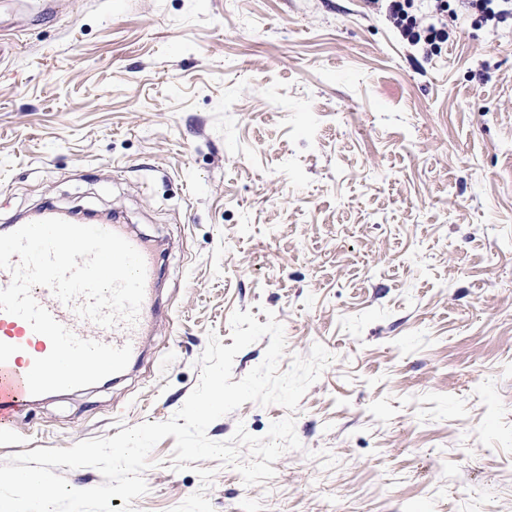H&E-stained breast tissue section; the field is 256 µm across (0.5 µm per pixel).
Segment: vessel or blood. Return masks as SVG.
Here are the masks:
<instances>
[{
    "label": "vessel or blood",
    "instance_id": "obj_1",
    "mask_svg": "<svg viewBox=\"0 0 512 512\" xmlns=\"http://www.w3.org/2000/svg\"><path fill=\"white\" fill-rule=\"evenodd\" d=\"M105 230L114 232L142 255L146 265L145 296L134 324L117 322L101 326L80 317L74 307L62 303L46 287L32 290L36 302L77 337L114 347L131 346L133 355H140L148 323L157 312L156 287L159 278L158 256L149 241L128 232L125 225L108 222ZM51 350L50 340L31 328L24 319L0 311V432H5L23 407L35 402L26 376L34 359L45 357Z\"/></svg>",
    "mask_w": 512,
    "mask_h": 512
}]
</instances>
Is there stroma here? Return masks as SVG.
<instances>
[{
  "label": "stroma",
  "mask_w": 512,
  "mask_h": 512,
  "mask_svg": "<svg viewBox=\"0 0 512 512\" xmlns=\"http://www.w3.org/2000/svg\"><path fill=\"white\" fill-rule=\"evenodd\" d=\"M46 205L150 238L161 312L121 381L19 412L0 463L169 420L248 310L280 371L333 360L296 411L207 435L290 416L300 449L248 486L174 470L166 437L135 512H512V31L427 55L364 0H0V226Z\"/></svg>",
  "instance_id": "35a3bbf8"
}]
</instances>
